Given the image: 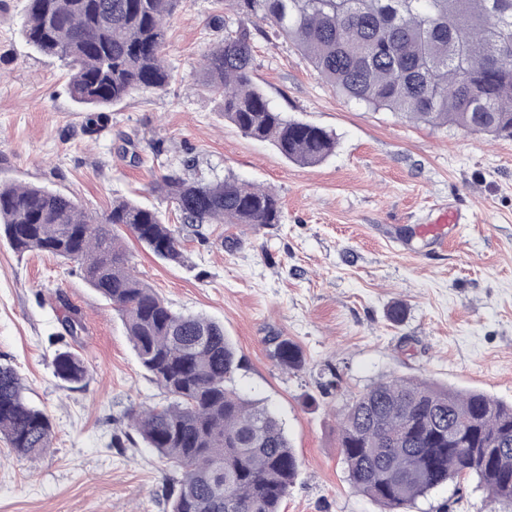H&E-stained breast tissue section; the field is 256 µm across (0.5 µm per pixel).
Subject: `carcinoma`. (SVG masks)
<instances>
[{"label": "carcinoma", "instance_id": "carcinoma-1", "mask_svg": "<svg viewBox=\"0 0 512 512\" xmlns=\"http://www.w3.org/2000/svg\"><path fill=\"white\" fill-rule=\"evenodd\" d=\"M237 26L204 57L209 89L224 120L271 143L291 162L319 164L336 136L278 111L253 81L254 35L262 24L292 42L347 100L433 127L512 139V0H228ZM180 0H26L22 31L40 54L64 61L69 93L94 133L105 112L138 91H165V20ZM181 223L281 221L277 195L226 176L191 181L169 168L151 185ZM155 256L182 265L180 235L159 212L117 199L95 216L45 186L0 180V242L19 254L77 264L88 286L120 315L140 365L170 397L131 410L143 443L171 468L170 512H280L300 460L282 422L233 381L241 358L224 325L174 312L129 266L119 233ZM286 369L304 357L273 338ZM54 375L70 384L88 374L80 355L55 352ZM0 435L23 456L52 445L48 416L23 394L15 369L0 365ZM339 448L348 479L384 512H406L434 488L474 476L512 512V404L478 391H455L415 378L379 381L343 412Z\"/></svg>", "mask_w": 512, "mask_h": 512}]
</instances>
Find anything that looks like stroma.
<instances>
[{
    "instance_id": "1",
    "label": "stroma",
    "mask_w": 512,
    "mask_h": 512,
    "mask_svg": "<svg viewBox=\"0 0 512 512\" xmlns=\"http://www.w3.org/2000/svg\"><path fill=\"white\" fill-rule=\"evenodd\" d=\"M234 24L219 0H181L168 22L163 92L136 93L89 135L62 62L24 39L25 0H0V178L75 197L101 216L149 195L170 167L207 180L232 174L273 190L280 223L181 227L186 262L168 264L132 236L122 244L138 277L177 311L224 325L247 397L283 423L301 460L282 512H383L350 483L337 416L351 394L412 377L512 402V140L434 128L368 112L336 92L282 38L254 39V77L288 116L332 131L336 152L316 166L289 162L226 122L199 61ZM462 233L439 246L423 232L440 210ZM82 314L72 348L88 379L61 382L51 362L63 343L56 294ZM402 302L405 317L387 312ZM67 305V306H68ZM305 364L283 369L274 337ZM0 365L53 426V446L20 456L0 438V512H168L172 473L130 427L127 411L164 401L140 365L120 316L76 264L0 242ZM336 371L338 389L321 384ZM476 479L418 499L410 512H497Z\"/></svg>"
}]
</instances>
